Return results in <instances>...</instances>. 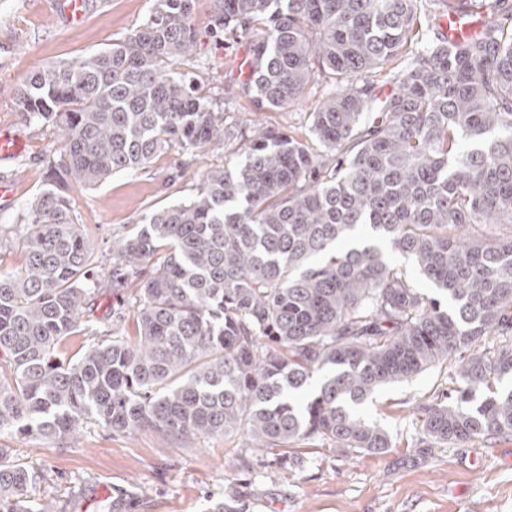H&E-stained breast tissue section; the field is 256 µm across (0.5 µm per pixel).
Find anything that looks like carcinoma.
<instances>
[{
    "label": "carcinoma",
    "mask_w": 512,
    "mask_h": 512,
    "mask_svg": "<svg viewBox=\"0 0 512 512\" xmlns=\"http://www.w3.org/2000/svg\"><path fill=\"white\" fill-rule=\"evenodd\" d=\"M193 4L154 0L138 29L16 91L23 118L65 141L27 207L22 266L0 274V436L91 417L382 452L387 430L357 407L453 364L416 406L418 442L512 435V0H213V32L246 40L252 63L224 101L279 109L319 84L307 137L224 126L174 70L196 46ZM473 10L482 31L448 40L441 19ZM219 143L236 161L113 243L112 287L136 285L135 338L82 323L100 278L71 187ZM73 336L91 341L61 356ZM44 481L0 448V512H51L35 500Z\"/></svg>",
    "instance_id": "carcinoma-1"
}]
</instances>
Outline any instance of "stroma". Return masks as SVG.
Returning a JSON list of instances; mask_svg holds the SVG:
<instances>
[{
	"mask_svg": "<svg viewBox=\"0 0 512 512\" xmlns=\"http://www.w3.org/2000/svg\"><path fill=\"white\" fill-rule=\"evenodd\" d=\"M56 0H0V129L23 134L24 154L0 160V180L16 185L13 200L0 202V273L23 262L21 219L44 187L50 160L63 152L64 131L26 121L14 93L30 71L58 60H74L109 48L148 18L153 0H90L84 19L67 23ZM211 0H197L195 57L183 64L195 87L222 91L241 44L212 36ZM318 93L282 109L254 112L239 100L222 108L225 124L255 119L272 128L307 132ZM223 147L193 154L168 149L135 172L119 173L102 186L70 192L74 220L102 265L112 261L113 238L126 234L150 210L186 201L203 177L224 164ZM94 319L118 320L135 335L131 290L104 285L94 302ZM445 372L429 369L411 381L379 389L359 408L384 427L391 446L381 453L355 452L321 440L252 454L242 437L188 436L172 440L155 432L124 435L95 419L84 420L77 437L8 436L0 447L12 457L43 468L40 493L64 512H105L102 494L120 503L118 512H512V435L455 448L413 444V404L430 401Z\"/></svg>",
	"mask_w": 512,
	"mask_h": 512,
	"instance_id": "stroma-1",
	"label": "stroma"
}]
</instances>
